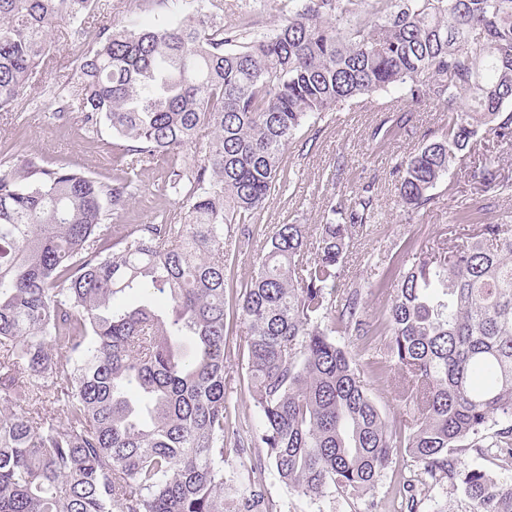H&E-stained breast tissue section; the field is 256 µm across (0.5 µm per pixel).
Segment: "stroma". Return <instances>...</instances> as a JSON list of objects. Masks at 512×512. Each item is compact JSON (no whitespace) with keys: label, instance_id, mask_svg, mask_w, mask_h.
Instances as JSON below:
<instances>
[{"label":"stroma","instance_id":"35a3bbf8","mask_svg":"<svg viewBox=\"0 0 512 512\" xmlns=\"http://www.w3.org/2000/svg\"><path fill=\"white\" fill-rule=\"evenodd\" d=\"M249 3L255 8L253 18L258 26L267 29L280 24L277 0H224L225 27H237ZM162 17L163 9L157 0H99L93 25L99 28L110 23L119 27L132 18L153 24ZM51 41V62L36 74L25 104L8 113L0 112V139L11 142L17 153L37 155L51 165L66 164L99 177L111 175L115 157L110 131L103 128L92 134L80 122L58 121L44 91L50 85L60 94H69L73 63L88 43L71 36L64 25L54 31ZM385 103V97L380 96L367 104L328 113L318 124L313 147H306L303 137H296L286 154L289 183L284 192L270 196L258 224L253 225L251 252L239 256L228 269L227 297H234L236 287L252 275L256 255L263 249L273 225L294 223L315 229L323 222L325 203L331 194L350 195L367 184L373 187L374 217L356 233L354 245L344 258L337 283L341 289L367 284L375 262L389 259L406 243L429 251L446 246L448 226L455 223L465 207L480 209V223L512 224V198L483 199L468 180L473 163L490 155L498 157L502 177L512 179V151L502 152L489 134L479 135L471 142L463 161L453 166L435 189L436 200L429 208L411 217L404 215L391 175L392 162L422 146L425 133L446 124L448 115L432 103L415 105L406 130L377 143L371 141L369 134L386 118ZM226 329L224 365L232 416L237 426L254 428L259 416L243 382L245 362L237 343L244 325L231 314ZM267 493L274 500L287 503L290 512H361L363 507L362 502L350 503L340 497L317 504L274 478L267 481Z\"/></svg>","mask_w":512,"mask_h":512}]
</instances>
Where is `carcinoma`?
<instances>
[{
	"label": "carcinoma",
	"mask_w": 512,
	"mask_h": 512,
	"mask_svg": "<svg viewBox=\"0 0 512 512\" xmlns=\"http://www.w3.org/2000/svg\"><path fill=\"white\" fill-rule=\"evenodd\" d=\"M94 2L0 0V112L23 101L60 23L88 33ZM160 2L156 25L100 29L55 111L112 132V176L0 144V512H287L270 475L373 509L402 446L409 512L412 489L442 482L462 484L457 512H512L511 224H481L444 257L417 250L339 296L371 187L327 199L314 235L275 225L236 291L256 432L232 425L224 377L226 269L286 185L297 133L383 91L403 95L374 139L411 104L442 106L446 125L392 169L405 211L426 209L479 134L512 147V0H279L267 31L226 30L199 0ZM148 168L153 219L111 224ZM473 178L512 197L490 158ZM366 291L385 296L371 321ZM387 368L407 419L365 387ZM463 452L504 472L463 470Z\"/></svg>",
	"instance_id": "obj_1"
}]
</instances>
